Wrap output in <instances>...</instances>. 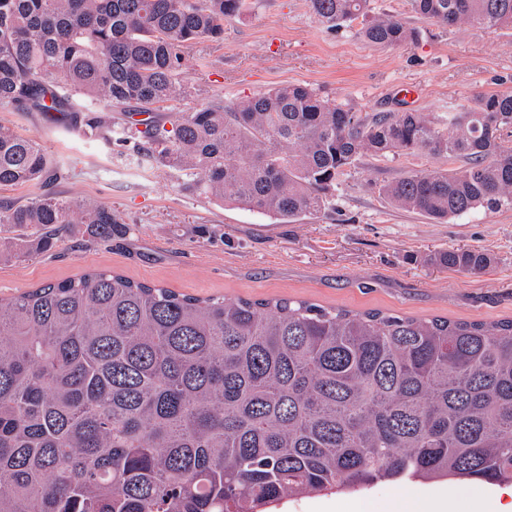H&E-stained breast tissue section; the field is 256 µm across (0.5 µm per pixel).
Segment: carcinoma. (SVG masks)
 Wrapping results in <instances>:
<instances>
[{"label":"carcinoma","mask_w":512,"mask_h":512,"mask_svg":"<svg viewBox=\"0 0 512 512\" xmlns=\"http://www.w3.org/2000/svg\"><path fill=\"white\" fill-rule=\"evenodd\" d=\"M308 2L326 29L357 22L374 45L415 36L371 0ZM409 4L442 26L512 29V0ZM245 6L0 0V106L131 138L130 161L282 222L323 210L362 158L419 152L462 166L385 184L395 207L436 222L512 207L511 92L478 95L441 129L301 84L160 119L186 95L184 49L223 39ZM63 173L38 138L0 124L1 189ZM127 231L107 206L45 194L0 205V261ZM431 261L479 274L491 257L450 248ZM418 480L512 484V319L201 299L113 271L0 297V512H268L286 497Z\"/></svg>","instance_id":"carcinoma-1"}]
</instances>
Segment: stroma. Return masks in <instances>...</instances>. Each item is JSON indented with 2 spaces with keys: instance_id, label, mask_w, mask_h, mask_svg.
<instances>
[{
  "instance_id": "obj_1",
  "label": "stroma",
  "mask_w": 512,
  "mask_h": 512,
  "mask_svg": "<svg viewBox=\"0 0 512 512\" xmlns=\"http://www.w3.org/2000/svg\"><path fill=\"white\" fill-rule=\"evenodd\" d=\"M246 2L242 13L225 18L223 41L201 39L186 49L183 79L191 93L168 115L217 95L231 102L303 84L357 112L414 110L439 122L477 95L512 93V31L445 28L418 18L408 0H372L375 12L418 32L412 42L374 46L358 26L323 28L308 0ZM0 123L39 138L61 160L65 173L51 192L104 204L130 227L109 242L65 237L50 254L0 262L1 296L107 269L200 298H291L413 317H512V209H479L437 224L394 207L381 191L404 174L453 169L456 161L425 153L364 157L339 180L329 209L283 224L182 190L179 172L125 161L130 144L84 137L44 113L0 107ZM472 246L492 257L488 273L427 260ZM404 500L429 502L440 512H500L508 497L503 487L475 481L378 485L369 512H398Z\"/></svg>"
}]
</instances>
